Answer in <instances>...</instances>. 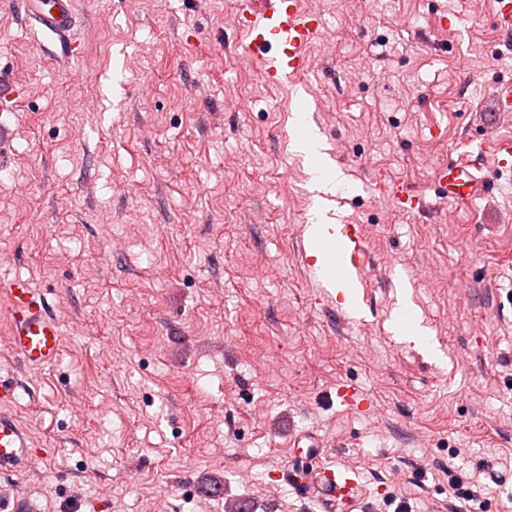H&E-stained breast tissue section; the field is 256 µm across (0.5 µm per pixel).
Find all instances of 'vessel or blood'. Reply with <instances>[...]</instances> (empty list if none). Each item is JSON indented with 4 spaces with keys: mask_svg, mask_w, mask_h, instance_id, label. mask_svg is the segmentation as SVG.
<instances>
[{
    "mask_svg": "<svg viewBox=\"0 0 512 512\" xmlns=\"http://www.w3.org/2000/svg\"><path fill=\"white\" fill-rule=\"evenodd\" d=\"M18 7L37 26L54 36L61 52L71 51L70 35L76 23L74 0H19ZM236 11L248 40L247 52L255 59L265 82L280 84L306 70L308 47L320 32L321 21L304 11L300 0H236ZM478 152L494 156L497 170L512 169L511 140L483 141ZM434 180L450 200L464 204L489 197L499 188L497 181L479 175L477 166L461 158L437 167ZM372 190L375 197L393 202L404 212L422 214L429 209L423 196L383 173H374ZM337 236L343 270H360L362 240L358 225H341ZM5 288L12 350L24 365L32 368L55 363L63 345L58 319L46 309L28 280L12 279ZM15 396L14 380L0 376V470L17 467L29 446V433L12 414L3 410ZM356 489L352 478L329 467L320 469L315 482L316 492L330 504L354 496Z\"/></svg>",
    "mask_w": 512,
    "mask_h": 512,
    "instance_id": "obj_1",
    "label": "vessel or blood"
}]
</instances>
